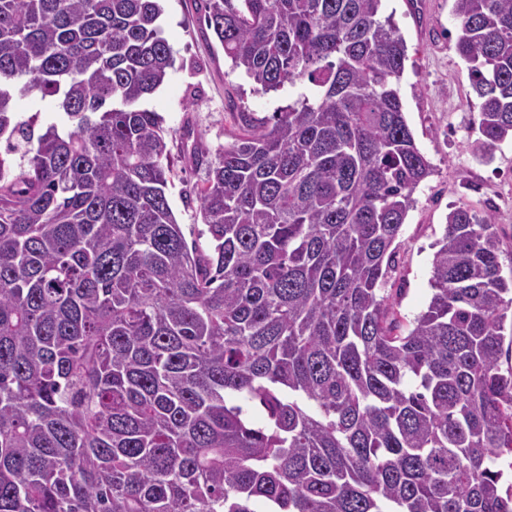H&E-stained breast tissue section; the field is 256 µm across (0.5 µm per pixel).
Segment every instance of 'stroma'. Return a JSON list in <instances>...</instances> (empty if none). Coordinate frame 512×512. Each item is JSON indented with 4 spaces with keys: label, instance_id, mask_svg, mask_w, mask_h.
<instances>
[{
    "label": "stroma",
    "instance_id": "1",
    "mask_svg": "<svg viewBox=\"0 0 512 512\" xmlns=\"http://www.w3.org/2000/svg\"><path fill=\"white\" fill-rule=\"evenodd\" d=\"M163 6L164 36L175 64L146 105L164 117L170 130L173 212L187 243L204 248L208 237L195 197L204 173L184 154V130H192L193 142L213 156L241 133V113L270 117L294 102L296 94L254 91L252 82L233 69L212 30L200 23L202 0H164ZM382 9L393 16L407 45L399 92L415 142L434 167L413 194L388 284L405 330L430 299L433 245L455 207L465 205L479 215L493 212L503 267L512 268V141L485 157L471 148L479 108L469 66L454 49L453 0H383Z\"/></svg>",
    "mask_w": 512,
    "mask_h": 512
}]
</instances>
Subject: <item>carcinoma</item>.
<instances>
[{"mask_svg": "<svg viewBox=\"0 0 512 512\" xmlns=\"http://www.w3.org/2000/svg\"><path fill=\"white\" fill-rule=\"evenodd\" d=\"M382 0H205L262 91L309 84L211 158L190 249L161 0H0V512H512V276L448 213L426 309L387 293L434 170ZM483 153L512 137V0H454ZM65 115L35 134L15 100ZM257 403L260 427L228 397Z\"/></svg>", "mask_w": 512, "mask_h": 512, "instance_id": "obj_1", "label": "carcinoma"}]
</instances>
